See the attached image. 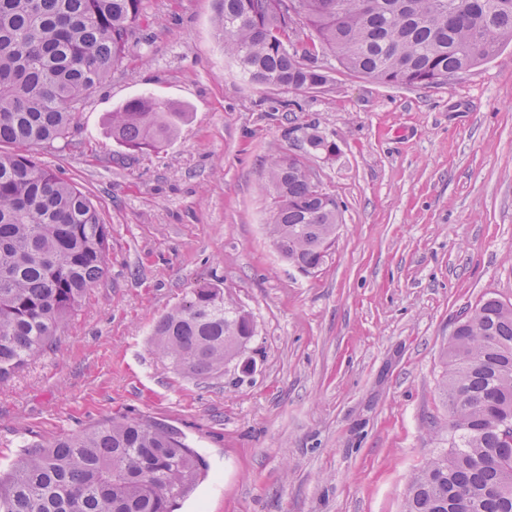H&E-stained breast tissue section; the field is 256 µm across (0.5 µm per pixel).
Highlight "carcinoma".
I'll return each mask as SVG.
<instances>
[{"instance_id":"carcinoma-1","label":"carcinoma","mask_w":512,"mask_h":512,"mask_svg":"<svg viewBox=\"0 0 512 512\" xmlns=\"http://www.w3.org/2000/svg\"><path fill=\"white\" fill-rule=\"evenodd\" d=\"M221 0L224 53L256 85L328 83L316 48L288 44L304 21L344 69L391 86L440 85L512 43V0ZM144 0H0V382L44 353L105 273L108 231L73 183L32 147L65 139L88 95L128 52ZM186 113L149 95L112 112V139L158 150ZM313 151L336 143L303 135ZM278 253L309 274L341 223L332 195L314 190L297 157L271 162ZM158 353L193 378L224 369L255 336L250 315L221 291L193 289L154 329ZM440 393L449 452L412 478L402 512H512V306L495 297L467 310L444 352ZM205 471L200 455L157 422L115 416L33 445L0 474V512H176ZM459 486L469 497L456 494Z\"/></svg>"}]
</instances>
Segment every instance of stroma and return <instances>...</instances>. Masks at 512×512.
Returning <instances> with one entry per match:
<instances>
[{
	"instance_id": "stroma-1",
	"label": "stroma",
	"mask_w": 512,
	"mask_h": 512,
	"mask_svg": "<svg viewBox=\"0 0 512 512\" xmlns=\"http://www.w3.org/2000/svg\"><path fill=\"white\" fill-rule=\"evenodd\" d=\"M118 68L68 139L34 147L109 228L106 270L52 348L0 383V470L26 447L124 414L177 430L209 465L179 512H402L448 450L443 353L465 311L512 303V44L434 87L388 86L321 54L311 90L250 83L219 0H145ZM141 93L188 117L124 155L110 114ZM316 128L335 155L309 149ZM301 155L342 222L304 274L275 250L269 161ZM247 312L246 354L206 379L152 346L200 285Z\"/></svg>"
}]
</instances>
